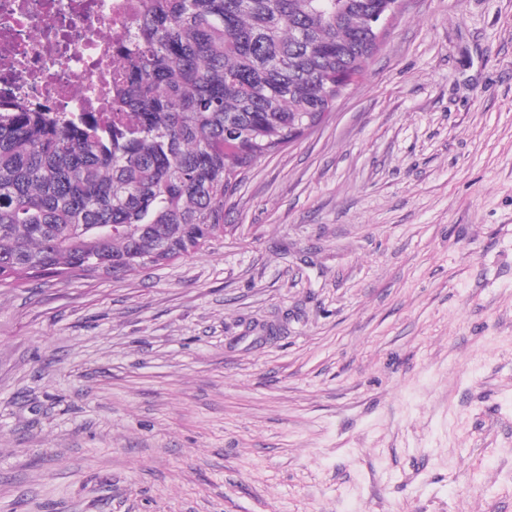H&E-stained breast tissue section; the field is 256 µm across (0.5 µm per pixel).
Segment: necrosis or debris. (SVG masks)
Listing matches in <instances>:
<instances>
[{"label":"necrosis or debris","instance_id":"4bbe7bcc","mask_svg":"<svg viewBox=\"0 0 512 512\" xmlns=\"http://www.w3.org/2000/svg\"><path fill=\"white\" fill-rule=\"evenodd\" d=\"M142 0H0V107L50 106L111 125L110 90Z\"/></svg>","mask_w":512,"mask_h":512}]
</instances>
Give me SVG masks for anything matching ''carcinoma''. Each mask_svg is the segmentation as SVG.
Masks as SVG:
<instances>
[{
	"instance_id": "1",
	"label": "carcinoma",
	"mask_w": 512,
	"mask_h": 512,
	"mask_svg": "<svg viewBox=\"0 0 512 512\" xmlns=\"http://www.w3.org/2000/svg\"><path fill=\"white\" fill-rule=\"evenodd\" d=\"M387 0H144L108 130L0 109V288L125 275L224 229L251 163L317 123L360 74Z\"/></svg>"
}]
</instances>
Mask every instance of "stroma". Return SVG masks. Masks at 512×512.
Instances as JSON below:
<instances>
[{"mask_svg":"<svg viewBox=\"0 0 512 512\" xmlns=\"http://www.w3.org/2000/svg\"><path fill=\"white\" fill-rule=\"evenodd\" d=\"M0 512H512V0H401L202 252L0 291Z\"/></svg>","mask_w":512,"mask_h":512,"instance_id":"35a3bbf8","label":"stroma"}]
</instances>
